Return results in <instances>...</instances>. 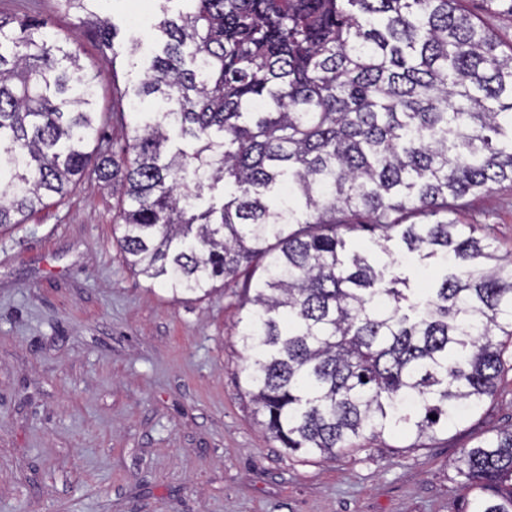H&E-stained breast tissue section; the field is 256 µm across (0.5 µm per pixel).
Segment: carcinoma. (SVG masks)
<instances>
[{
	"mask_svg": "<svg viewBox=\"0 0 512 512\" xmlns=\"http://www.w3.org/2000/svg\"><path fill=\"white\" fill-rule=\"evenodd\" d=\"M113 26L94 0H56ZM134 97L166 107L99 147L95 79L35 18L0 14V230L88 167L120 186L122 262L178 296L241 287L247 393L292 453L434 439L496 394L512 260L461 200L512 183V49L457 0H188ZM194 141L170 153L169 130ZM235 192L202 206V190ZM400 234L441 276L422 295L346 235ZM470 512H512V431L459 457Z\"/></svg>",
	"mask_w": 512,
	"mask_h": 512,
	"instance_id": "1",
	"label": "carcinoma"
}]
</instances>
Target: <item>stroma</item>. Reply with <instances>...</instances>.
<instances>
[{"instance_id":"35a3bbf8","label":"stroma","mask_w":512,"mask_h":512,"mask_svg":"<svg viewBox=\"0 0 512 512\" xmlns=\"http://www.w3.org/2000/svg\"><path fill=\"white\" fill-rule=\"evenodd\" d=\"M55 4L0 0V12L74 40L120 152L115 90L136 85L163 43L132 16L184 4L97 0L117 30L111 69L94 29ZM119 199L89 172L0 233V512H464L461 450L512 431V346L495 397L425 447L392 434L334 459L288 453L246 392L237 294L175 298L125 267ZM457 218L512 256V184L466 197Z\"/></svg>"}]
</instances>
